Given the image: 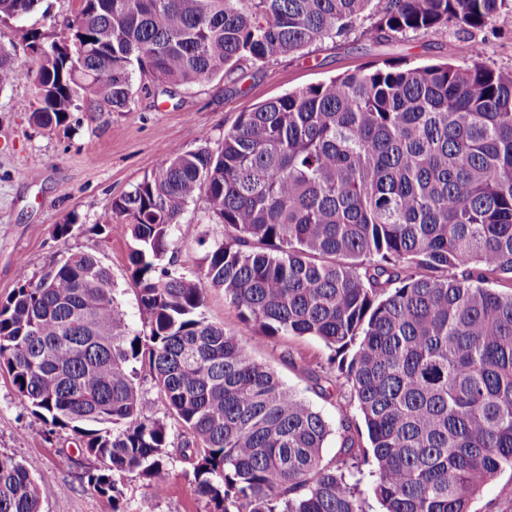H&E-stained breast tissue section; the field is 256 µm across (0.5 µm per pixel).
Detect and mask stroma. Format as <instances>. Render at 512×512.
<instances>
[{
  "instance_id": "1",
  "label": "stroma",
  "mask_w": 512,
  "mask_h": 512,
  "mask_svg": "<svg viewBox=\"0 0 512 512\" xmlns=\"http://www.w3.org/2000/svg\"><path fill=\"white\" fill-rule=\"evenodd\" d=\"M43 6L44 13L24 22L0 23V44L29 70L37 68L38 60L23 38L24 29L45 31L74 19L79 0H43ZM477 45L483 47L488 67L512 73V0H505L491 25L478 30L451 26L394 40L372 34L361 21L348 35L317 41L262 67L243 61L234 71L189 88L150 83L136 94L131 111L98 112L88 106L51 130L32 123L33 87L28 77H21L0 91V301L16 288L19 270L38 273L62 254L90 253L117 283L130 334L148 332L127 271L129 239L98 235L91 228L109 218L115 198L152 172L163 148L214 149L239 113L257 103L386 61L467 66ZM66 223L72 224L71 233L59 236L58 225ZM223 239V225L208 222L202 202L189 204L174 238L173 259L184 270L197 271L208 247ZM203 313L241 336L252 355L301 391L331 426L345 417L356 418L346 382L323 392L314 389L307 375L327 363L329 352L320 340L303 337L285 345L266 341L239 321L217 288L208 289ZM0 453L15 457L39 477L43 512H112L116 507L141 512L147 496L154 512H209L189 475L190 465L179 458L171 461L170 481L163 488L148 487L139 473L129 472L118 481L119 503L94 492L86 475L97 460L78 449L69 430L34 415L1 369ZM472 509L512 512V471L488 481Z\"/></svg>"
}]
</instances>
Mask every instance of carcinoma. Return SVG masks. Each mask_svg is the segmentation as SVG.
<instances>
[{"label": "carcinoma", "mask_w": 512, "mask_h": 512, "mask_svg": "<svg viewBox=\"0 0 512 512\" xmlns=\"http://www.w3.org/2000/svg\"><path fill=\"white\" fill-rule=\"evenodd\" d=\"M504 0H79L75 19L24 38L32 122L51 129L93 104L128 112L136 73L191 87L241 60L265 65L362 20L390 38L482 29ZM42 0H0V22ZM395 63L311 84L238 115L217 150L171 148L112 201L149 333L132 336L112 272L68 253L18 273L0 302V369L17 397L77 436L112 497L137 471L170 478L169 425L139 387L147 371L184 430L179 449L210 512H472L512 469V73ZM24 75L0 44V91ZM203 198L224 241L189 276L166 261ZM224 289L268 341L332 351L317 388L350 385L361 423L332 433L224 325L202 316ZM0 512H40L38 480L0 454Z\"/></svg>", "instance_id": "cac0c4a2"}]
</instances>
